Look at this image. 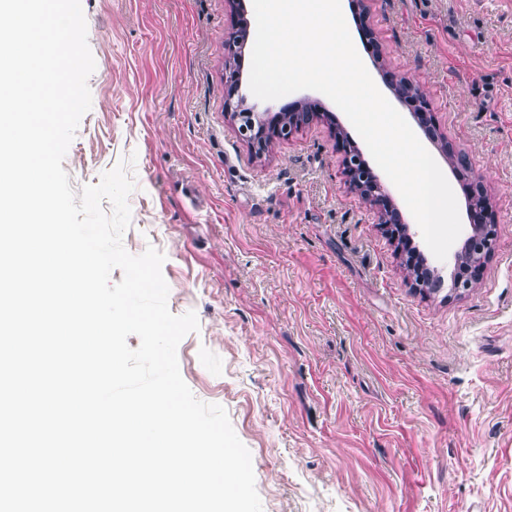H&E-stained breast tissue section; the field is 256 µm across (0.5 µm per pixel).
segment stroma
Segmentation results:
<instances>
[{
  "label": "stroma",
  "mask_w": 512,
  "mask_h": 512,
  "mask_svg": "<svg viewBox=\"0 0 512 512\" xmlns=\"http://www.w3.org/2000/svg\"><path fill=\"white\" fill-rule=\"evenodd\" d=\"M91 108L63 169L73 190L125 164L123 245L154 247L200 401L248 448L263 512H512V0H363L382 47L467 153L497 224L483 286L410 288L350 192L330 128L253 157L224 118L227 0H81ZM359 6V7H362ZM357 6H346L356 24Z\"/></svg>",
  "instance_id": "1"
}]
</instances>
